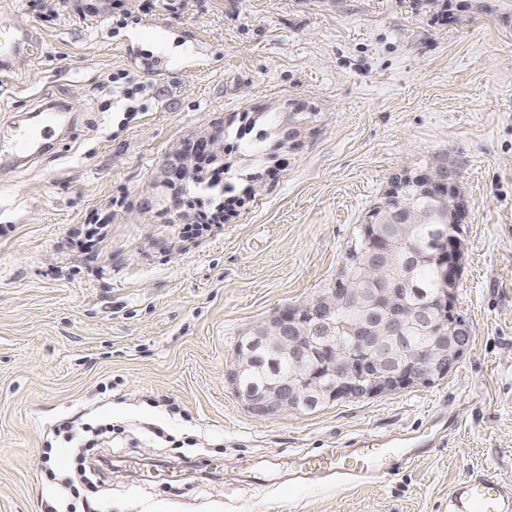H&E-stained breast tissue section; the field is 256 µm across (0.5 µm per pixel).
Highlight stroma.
Here are the masks:
<instances>
[{"label":"stroma","instance_id":"obj_1","mask_svg":"<svg viewBox=\"0 0 512 512\" xmlns=\"http://www.w3.org/2000/svg\"><path fill=\"white\" fill-rule=\"evenodd\" d=\"M0 7L43 48L0 75V125L51 101L74 122L35 163L0 167V512H448L473 472L512 482V18L451 23L430 0ZM294 100L314 131L276 167ZM264 103L225 155L228 182L257 172L261 192L194 234L141 213L197 129ZM445 158L468 204L456 368L251 412L224 376L241 336L330 287L392 177ZM67 419L75 432L46 441ZM403 434L440 444L344 488L301 467Z\"/></svg>","mask_w":512,"mask_h":512}]
</instances>
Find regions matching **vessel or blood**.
Instances as JSON below:
<instances>
[{
	"mask_svg": "<svg viewBox=\"0 0 512 512\" xmlns=\"http://www.w3.org/2000/svg\"><path fill=\"white\" fill-rule=\"evenodd\" d=\"M39 49V40L31 30L12 25L8 14L0 15V73L9 72L17 55ZM61 114V109L48 107L37 114L34 123L0 132V158L33 160L44 154L55 143ZM418 453L419 446L414 442L370 438L348 455H316L310 462L341 484L377 478L394 463L414 459ZM448 512H512V485L488 471L469 475L449 493Z\"/></svg>",
	"mask_w": 512,
	"mask_h": 512,
	"instance_id": "obj_1",
	"label": "vessel or blood"
}]
</instances>
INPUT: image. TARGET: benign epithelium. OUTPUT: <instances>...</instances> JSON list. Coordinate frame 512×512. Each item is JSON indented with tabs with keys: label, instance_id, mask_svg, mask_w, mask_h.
<instances>
[{
	"label": "benign epithelium",
	"instance_id": "obj_1",
	"mask_svg": "<svg viewBox=\"0 0 512 512\" xmlns=\"http://www.w3.org/2000/svg\"><path fill=\"white\" fill-rule=\"evenodd\" d=\"M222 131L200 130L191 147L179 150L164 166L162 186L169 209L181 211V195L186 192V175L201 167L202 160L224 157ZM446 163L414 172L405 169L392 180L384 197L395 201L406 180H414L425 190L440 189L455 200L458 209L466 204L458 185L451 180ZM459 225L450 224L438 234L437 263L442 288L434 299L456 328L455 348L450 350L439 336L406 351L404 330L427 318L426 307L411 308L405 302L406 288L394 284L385 289V313L374 316L365 298L345 288H327L317 297L289 305L251 328L238 341L225 378L239 385L242 373L256 360V350L264 349L288 358L292 371L280 376L257 394H246L248 408L260 415L297 414L314 405L375 397L419 385H428L454 370L469 346L470 330L457 312L455 288L463 274V254ZM393 252L387 243L372 244L366 276L374 281L387 278L382 255Z\"/></svg>",
	"mask_w": 512,
	"mask_h": 512
}]
</instances>
